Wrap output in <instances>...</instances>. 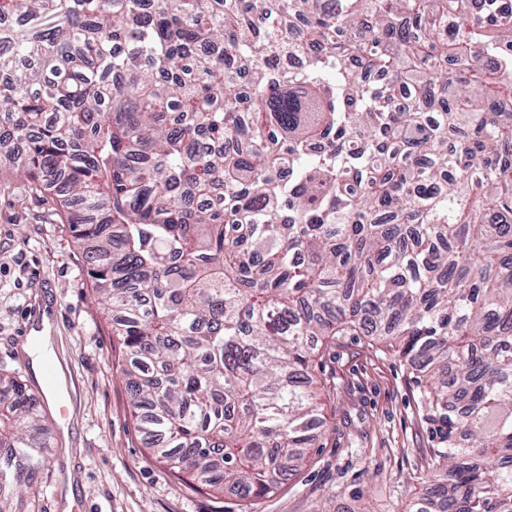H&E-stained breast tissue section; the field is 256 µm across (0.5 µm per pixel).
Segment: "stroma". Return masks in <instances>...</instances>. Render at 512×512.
I'll return each instance as SVG.
<instances>
[{
    "instance_id": "stroma-1",
    "label": "stroma",
    "mask_w": 512,
    "mask_h": 512,
    "mask_svg": "<svg viewBox=\"0 0 512 512\" xmlns=\"http://www.w3.org/2000/svg\"><path fill=\"white\" fill-rule=\"evenodd\" d=\"M0 167V371L26 385L46 416V462L17 512H244L235 495L195 490L147 449L132 418L112 326L72 225ZM49 314L51 373L36 376L21 333ZM326 424L307 462L253 512H405L426 486L434 441L408 366L370 336L329 347ZM66 416H59V406Z\"/></svg>"
}]
</instances>
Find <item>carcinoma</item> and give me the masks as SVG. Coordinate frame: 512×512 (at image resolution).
<instances>
[{"mask_svg":"<svg viewBox=\"0 0 512 512\" xmlns=\"http://www.w3.org/2000/svg\"><path fill=\"white\" fill-rule=\"evenodd\" d=\"M506 36L512 0H0V163L74 225L172 475L274 493L362 331L433 426L407 512H512ZM41 428L0 373V512Z\"/></svg>","mask_w":512,"mask_h":512,"instance_id":"1","label":"carcinoma"}]
</instances>
